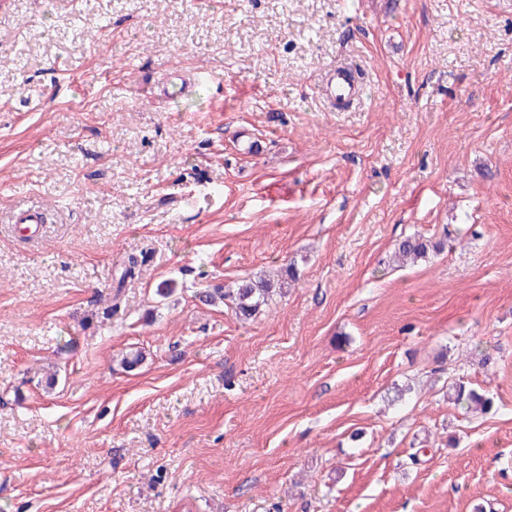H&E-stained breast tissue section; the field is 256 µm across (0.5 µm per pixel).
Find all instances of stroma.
I'll return each instance as SVG.
<instances>
[{
    "label": "stroma",
    "instance_id": "stroma-1",
    "mask_svg": "<svg viewBox=\"0 0 512 512\" xmlns=\"http://www.w3.org/2000/svg\"><path fill=\"white\" fill-rule=\"evenodd\" d=\"M0 512H512V0H0ZM324 95L332 104H342L359 95V90L344 68L329 70ZM442 248L441 243L425 239L419 235H409L398 241L395 247V257L401 263H416L426 258L429 252ZM276 292L274 283L269 279H244L236 283L235 288H216L214 292L200 291L198 300L205 305L224 303L228 300L237 318L248 320L260 313L268 300ZM448 397L455 405L466 403L468 408L473 406L475 410L484 414L490 413L494 407L492 397L467 387L463 382L453 383L449 388Z\"/></svg>",
    "mask_w": 512,
    "mask_h": 512
}]
</instances>
